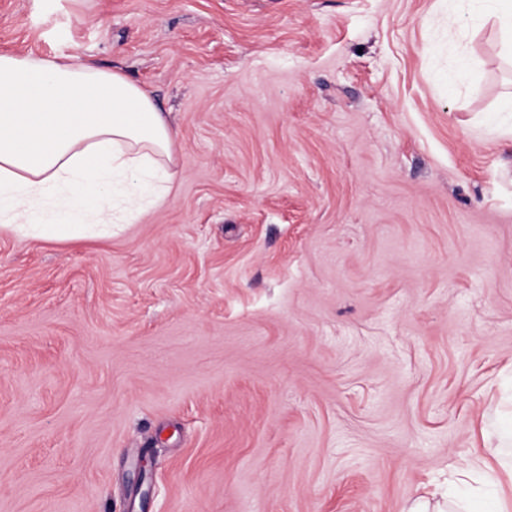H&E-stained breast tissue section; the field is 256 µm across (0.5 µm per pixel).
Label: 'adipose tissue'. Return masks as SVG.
Listing matches in <instances>:
<instances>
[{"mask_svg":"<svg viewBox=\"0 0 512 512\" xmlns=\"http://www.w3.org/2000/svg\"><path fill=\"white\" fill-rule=\"evenodd\" d=\"M175 130L122 73L85 63L0 53V227L23 238L110 236L165 198ZM497 469L471 462L448 473V512H512Z\"/></svg>","mask_w":512,"mask_h":512,"instance_id":"adipose-tissue-1","label":"adipose tissue"}]
</instances>
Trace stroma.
<instances>
[{
    "label": "stroma",
    "instance_id": "obj_1",
    "mask_svg": "<svg viewBox=\"0 0 512 512\" xmlns=\"http://www.w3.org/2000/svg\"><path fill=\"white\" fill-rule=\"evenodd\" d=\"M177 130L105 240L0 229V512H408L512 421V57L455 0H0Z\"/></svg>",
    "mask_w": 512,
    "mask_h": 512
}]
</instances>
